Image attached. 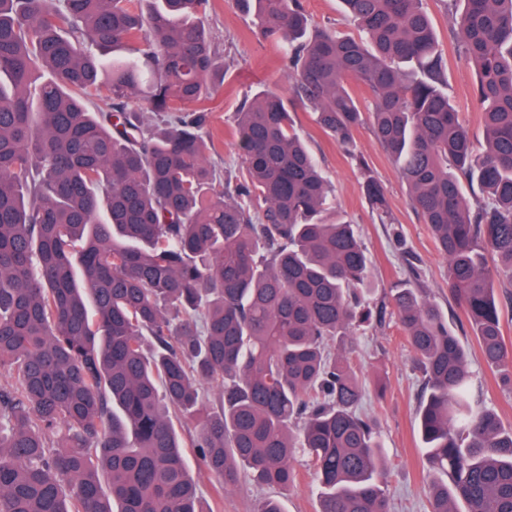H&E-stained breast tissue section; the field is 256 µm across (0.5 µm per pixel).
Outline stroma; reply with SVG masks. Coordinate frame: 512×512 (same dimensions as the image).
I'll return each instance as SVG.
<instances>
[{
	"instance_id": "stroma-1",
	"label": "stroma",
	"mask_w": 512,
	"mask_h": 512,
	"mask_svg": "<svg viewBox=\"0 0 512 512\" xmlns=\"http://www.w3.org/2000/svg\"><path fill=\"white\" fill-rule=\"evenodd\" d=\"M211 2L203 22L217 48L224 84L213 103L209 132L215 148L209 162L217 170L235 171L241 159L233 145L234 112L264 90H285L287 80L277 50L253 35L250 18L243 16L232 0ZM424 6L435 24L442 53L448 61L449 92L459 118L474 145H482V114L472 96L476 75L451 33L452 9L448 0H424ZM293 119L298 134L308 142L331 185L328 206L346 215L366 248L372 285L364 297L365 303L378 306L390 289L407 282L408 264L416 262L422 274L421 288L442 309L449 327L470 355L472 379L481 391L483 403L496 410L504 424H512V391L504 386L497 372L483 364L465 314L448 292L447 260L436 247L428 226L411 207L398 166L376 143L369 127H360L356 135L358 150L385 189L393 219L387 225L380 223L373 211L355 163L317 128L309 112L297 110ZM395 227L401 232L404 247H397L391 237ZM352 362L364 387L361 409L375 416L381 426L392 512H426L430 477L418 429L424 376L410 357L407 339L396 318H387L380 328L356 330ZM294 466L295 486L287 491L273 490V498L278 500L283 512H318L319 483L313 468L302 456L296 458Z\"/></svg>"
}]
</instances>
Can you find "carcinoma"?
Wrapping results in <instances>:
<instances>
[{
  "mask_svg": "<svg viewBox=\"0 0 512 512\" xmlns=\"http://www.w3.org/2000/svg\"><path fill=\"white\" fill-rule=\"evenodd\" d=\"M282 53L289 96L235 112L243 165L208 162L224 84L210 0H0V512H206L203 467L295 485L319 512H390L384 447L362 412L354 332L370 261L290 109L348 155L369 118L448 262L483 362L512 389L495 284L512 283V0H454L485 145L450 97L423 0H340L355 29L311 32L300 0H233ZM130 56L108 59L120 45ZM362 85L371 107L349 91ZM107 109H102L100 103ZM364 191L387 213L381 185ZM391 301L425 377L428 512H512V426L473 395L468 352L420 294ZM219 408L202 415L205 388ZM195 426L194 422H190L189 428L191 430V435L194 432ZM188 433V431L185 429L182 430L183 438L187 444V448H182L185 455L189 459L190 466H191V474L195 480V482L198 484L200 489V500H201V506L203 508H207L210 505V501L215 497V488L218 486V483L216 479L210 475L203 466L200 465L197 457H196V449L190 448V439L191 435Z\"/></svg>",
  "mask_w": 512,
  "mask_h": 512,
  "instance_id": "carcinoma-1",
  "label": "carcinoma"
}]
</instances>
